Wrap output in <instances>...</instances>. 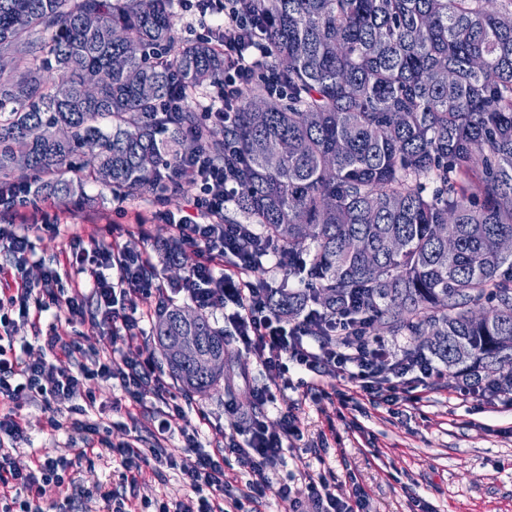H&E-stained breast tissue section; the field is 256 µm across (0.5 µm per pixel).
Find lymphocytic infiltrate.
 <instances>
[{"label": "lymphocytic infiltrate", "mask_w": 512, "mask_h": 512, "mask_svg": "<svg viewBox=\"0 0 512 512\" xmlns=\"http://www.w3.org/2000/svg\"><path fill=\"white\" fill-rule=\"evenodd\" d=\"M182 10L206 32L220 34L215 48L224 57V81L195 102L210 124L229 122L236 97L255 79H263L268 93H279L278 81L264 69L263 47L249 55L240 49L248 38L259 37L260 28L252 17L236 9L235 0H183ZM176 166L184 179L199 188L186 214L175 223L180 241L198 254V262L180 290L198 309L228 310L239 341L264 370V382L255 389L256 405H265L275 391L287 387L286 374L293 365L350 384V392L339 396L344 408L355 395L372 404L399 406L415 385L438 376L432 362L408 357L384 340L368 336L351 316H338L328 340L313 335L309 320L284 323L273 313L267 289L252 277L256 263L243 248L250 230L224 221V208L238 192L228 165L196 153L181 157ZM29 230V224L16 221L0 225V250L9 259L8 265L0 266V275H13L15 281L11 294L0 297V440L11 443L10 448L0 447V512H39L46 485H64L72 468L104 450L118 463L121 481L131 485L142 478L147 467L179 469L188 494L179 500L160 501L156 512H240L243 500L258 501L270 489L280 499L291 500L294 512H305L310 504L315 512H365L368 500L360 485H353L349 500H342L333 490L335 477L327 469L300 468L296 488L273 483L270 474L282 460L286 443L302 438L290 416H283L281 432L272 433L260 415H247L245 440L232 433L225 436L223 445L202 448L198 426L191 424L179 397L157 373L142 341L147 300L167 294L151 275L148 256L108 247L89 250L80 238H72L73 272L85 277L91 290L86 293L75 287L63 296L57 270L44 269L35 284L24 277L32 251ZM53 306L65 308L80 325L109 327L116 348L91 362H78L76 369H59L56 360H76L80 348L50 331L42 338L47 358L25 360L15 347L16 319H29ZM96 377L118 381L125 410L149 418L154 439L151 448H144L137 435L111 442L102 436L98 423L85 420L87 406L95 402L85 382ZM65 400L72 404V419L67 424L82 431V447L67 456L47 453L33 457L29 464H19L11 448L30 441V423L23 408L40 402L48 413L46 427L58 431L66 425L56 414L58 404ZM177 436L194 450L193 464L178 466L168 451V441ZM233 460L239 473L227 470ZM242 473L247 476L243 482L238 479Z\"/></svg>", "instance_id": "f902f5d3"}]
</instances>
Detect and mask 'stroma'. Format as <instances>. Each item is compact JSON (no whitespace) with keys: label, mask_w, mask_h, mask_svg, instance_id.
Wrapping results in <instances>:
<instances>
[{"label":"stroma","mask_w":512,"mask_h":512,"mask_svg":"<svg viewBox=\"0 0 512 512\" xmlns=\"http://www.w3.org/2000/svg\"><path fill=\"white\" fill-rule=\"evenodd\" d=\"M195 192L189 185L160 200L151 193L133 197L122 215L112 210L111 190L92 182L85 183L81 198L66 204L48 195L33 198L26 208L34 225L30 234L34 254L26 266L27 279L38 282L47 267L66 274V253L75 236L88 246L147 253L155 244L175 241L177 230L168 218L181 216ZM141 214L149 218L145 237L136 228ZM48 218L56 220L58 231L44 229ZM51 328L78 341L89 356L112 346L108 329L91 330L69 322L65 310L53 307L43 313L39 325L16 324V340L26 346L27 360L43 358L45 350L36 334ZM288 378V389L276 393L274 402L263 406L262 414L270 431L276 432L281 413L291 412L302 440L300 447L285 452L274 471V483L292 482L299 461L314 463L312 450L323 445L327 448L325 465L336 476L337 496L348 498L352 486L360 485L370 512H417L419 502L431 512H512V403L504 402L491 389L469 395L464 377L445 374L418 387V402L404 405L400 414H390L387 405L367 403L359 411L345 410L339 418L328 399L307 394L305 383L316 379L341 390L344 382H332L327 376L316 378L295 367L289 369ZM261 381L254 358L240 343H231L222 385L188 397L189 419L201 413L208 419L201 433L204 446L223 444L225 434L240 428L238 414L251 410L253 389ZM88 387L96 395L89 417L107 428L111 441L143 429L144 419L130 418L125 410L113 408V400L121 394L118 381L97 378L89 381ZM24 413L31 425V441L16 449L20 463H29L43 453H67L69 445L83 438L75 429L53 432L44 427L46 412L40 402L29 403ZM350 473L355 474V482L347 481ZM73 478L78 486L90 490H121L137 512H142L145 504L187 493L175 471L169 469L158 475L145 473L134 487L120 486L106 455L82 463Z\"/></svg>","instance_id":"35a3bbf8"}]
</instances>
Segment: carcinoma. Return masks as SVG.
I'll list each match as a JSON object with an SVG mask.
<instances>
[{
  "label": "carcinoma",
  "mask_w": 512,
  "mask_h": 512,
  "mask_svg": "<svg viewBox=\"0 0 512 512\" xmlns=\"http://www.w3.org/2000/svg\"><path fill=\"white\" fill-rule=\"evenodd\" d=\"M262 25L282 91L243 88L223 138L194 98L224 80L206 38L175 35V0H0V183L24 159L70 199L85 178L130 195L162 162L239 148V218L310 288L272 289L278 317L351 312L413 358L512 389V0H238ZM88 14L98 18L83 25ZM186 96L176 100L175 88ZM164 100L173 114L157 112ZM393 240L401 248L392 250ZM161 304L156 347L183 392L224 370V328ZM188 354L170 358L167 340Z\"/></svg>",
  "instance_id": "carcinoma-1"
}]
</instances>
